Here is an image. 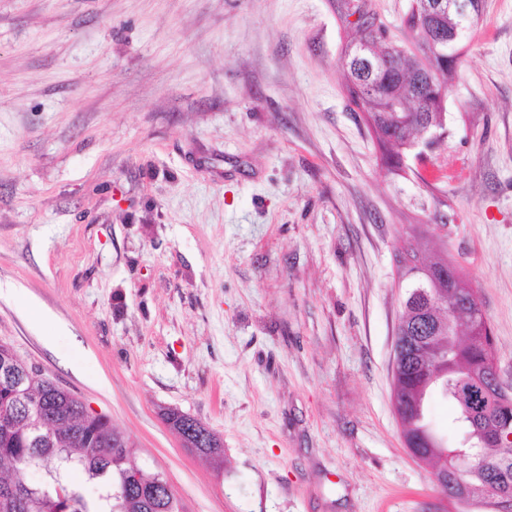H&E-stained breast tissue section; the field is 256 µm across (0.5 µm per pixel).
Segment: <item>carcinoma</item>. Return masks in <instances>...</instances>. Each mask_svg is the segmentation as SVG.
Wrapping results in <instances>:
<instances>
[{
	"instance_id": "carcinoma-1",
	"label": "carcinoma",
	"mask_w": 512,
	"mask_h": 512,
	"mask_svg": "<svg viewBox=\"0 0 512 512\" xmlns=\"http://www.w3.org/2000/svg\"><path fill=\"white\" fill-rule=\"evenodd\" d=\"M365 3L351 5L361 15L356 37L371 46L377 55H386L390 44L385 42L386 29L375 25V19L364 9ZM345 48L341 66L347 80L350 99L369 113L379 142L399 155L414 144L427 127L435 125L439 113L429 77L423 73L415 55H403L385 62L374 81L373 90L361 82V75ZM405 101L412 111L400 113L395 120L386 111L382 96ZM450 303L435 312L425 311L427 302L405 300L401 323L408 335H414V325L423 318L431 327L446 316L451 322L463 321L469 338L462 344H450L448 339L433 336L427 342L428 355L445 358L442 367L448 371L444 397L461 408L455 398L459 384L469 385L474 393L482 391L479 377L494 351L493 336L489 335L488 320L480 306L467 303L466 288H442ZM394 373L393 407L408 425L407 434L415 439L416 451L423 457L433 456L434 449L422 442L418 421L416 395L427 380L424 370L434 366L422 362L408 345ZM164 421L181 438L185 447L203 453L216 466L224 461V443L199 419L176 408H165ZM512 420V404L500 408L478 426L464 428V433L478 440L496 433L499 426ZM56 462L51 482L31 486L23 478L29 468L41 462ZM492 485L498 481L512 484V442H501L486 457ZM9 465L10 474L0 476V512H90L79 489L68 476L74 468L84 471L87 479L101 483L102 495L97 508L103 512H179L177 499L165 478L159 473L148 474L129 450L121 430L104 414L91 412L70 391L45 377L40 369L26 364L10 346L0 344V466Z\"/></svg>"
}]
</instances>
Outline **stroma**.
Here are the masks:
<instances>
[{"label": "stroma", "instance_id": "35a3bbf8", "mask_svg": "<svg viewBox=\"0 0 512 512\" xmlns=\"http://www.w3.org/2000/svg\"><path fill=\"white\" fill-rule=\"evenodd\" d=\"M412 2L365 0L408 48ZM354 35L345 0H0V343L181 512H496L410 454L392 374L414 247L476 289L512 387V0L467 29L423 163L350 101ZM164 421L181 438L186 448L203 453L219 468L224 461V443L199 419L176 408L162 409Z\"/></svg>", "mask_w": 512, "mask_h": 512}]
</instances>
